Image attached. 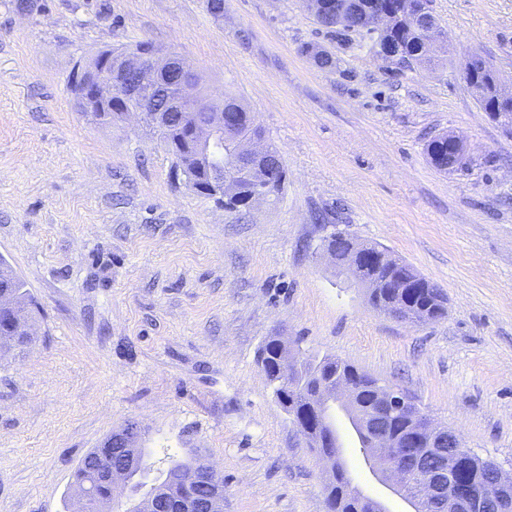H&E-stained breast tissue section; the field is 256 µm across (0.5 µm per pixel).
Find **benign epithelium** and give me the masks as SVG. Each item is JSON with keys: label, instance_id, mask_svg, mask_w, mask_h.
Segmentation results:
<instances>
[{"label": "benign epithelium", "instance_id": "7a95c632", "mask_svg": "<svg viewBox=\"0 0 512 512\" xmlns=\"http://www.w3.org/2000/svg\"><path fill=\"white\" fill-rule=\"evenodd\" d=\"M408 17L418 22L425 31L428 53H434L437 46L445 42V35L433 24L429 0H398L393 8L386 11L369 10L366 19L368 27L378 30L388 28L396 18ZM480 56L468 54L461 57L459 71L466 83L471 85L476 77V62ZM115 73L125 86L126 96L141 102L139 108H129L117 113L118 121L131 119L152 127L160 133L170 125V113H181V126L188 148L205 149L208 164V185L203 192L224 199V165L231 164L237 176L253 187L251 201L257 203L275 195L273 171L259 173L256 164L273 154L271 146L263 143V136L255 133L230 132L226 126L235 123V118L226 115L224 105L214 108L212 95H203L197 82V73L192 67L174 54H165L151 47L146 51L133 50L127 54L123 66L112 71V56L101 57L98 68L84 75L79 83L70 85V91L79 102L81 111L100 120L112 118V103L106 102L98 92L99 73ZM499 110L496 112L500 125L512 129V93L504 92L498 79H493ZM348 251L340 255L330 245L323 252L337 267L346 268L366 287L394 288L396 292L411 285H418L424 278L413 274L405 279L399 276L401 262L393 259L381 249L371 245L358 244L345 238ZM23 334L10 329H0V349H17L22 342L34 336L33 322L21 328ZM284 352L277 359L276 371L281 379H291L299 364L300 349L291 343L282 342ZM373 407L366 414V420L377 425V431L368 435V445L377 449L372 472L381 477L391 493L401 496L408 503L411 512H486L487 498L496 497L495 508L507 512L512 504V476L498 469L492 485V492L478 488L460 486L454 479L457 463L465 451L461 436L448 428L431 423L428 415L401 390L382 384L372 386ZM361 393V386L353 382L341 383L330 395L320 397L316 407L322 424L329 428L327 437L311 439L313 447L324 444H338L334 414L345 412L352 407ZM403 414L418 425V434L391 436L384 426ZM96 483L108 489L107 499H102L94 488L87 484L75 487L72 493L73 512H107L109 501L118 490L124 488L127 470L107 466L96 474ZM176 482L184 487L195 484L209 490L208 496L200 502L187 496L181 501L180 512H224V477L213 464L202 461L189 471L178 473Z\"/></svg>", "mask_w": 512, "mask_h": 512}]
</instances>
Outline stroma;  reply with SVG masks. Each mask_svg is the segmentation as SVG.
Returning a JSON list of instances; mask_svg holds the SVG:
<instances>
[{"mask_svg":"<svg viewBox=\"0 0 512 512\" xmlns=\"http://www.w3.org/2000/svg\"><path fill=\"white\" fill-rule=\"evenodd\" d=\"M430 7L448 51L427 68L303 0H224L219 18L208 0H0V259L36 307L32 344L0 358V512H71L79 462L134 422L150 472L112 512L196 455L224 475V512H326L324 465L257 365L272 336L406 392L512 475V130L458 71L477 53L512 91V0ZM141 42L246 105L280 152L278 194L226 208L136 123L79 111L74 66ZM449 131L467 170L429 159ZM336 230L412 266L445 315L373 307L322 253Z\"/></svg>","mask_w":512,"mask_h":512,"instance_id":"1","label":"stroma"}]
</instances>
